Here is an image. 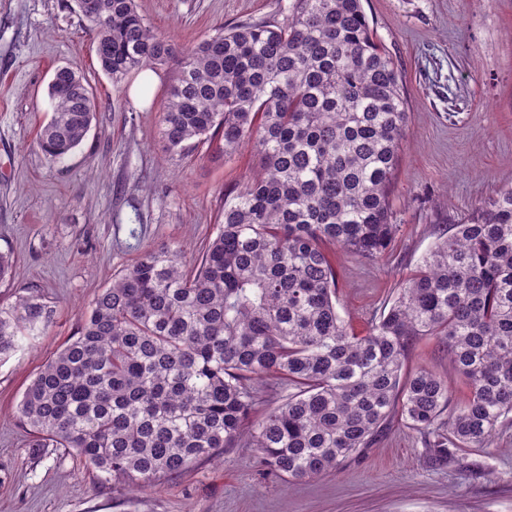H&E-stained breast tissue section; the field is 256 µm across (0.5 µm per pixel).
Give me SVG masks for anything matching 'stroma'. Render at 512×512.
<instances>
[{
    "instance_id": "35a3bbf8",
    "label": "stroma",
    "mask_w": 512,
    "mask_h": 512,
    "mask_svg": "<svg viewBox=\"0 0 512 512\" xmlns=\"http://www.w3.org/2000/svg\"><path fill=\"white\" fill-rule=\"evenodd\" d=\"M290 0H137L159 33L188 48L219 26L282 21ZM374 38L399 66L408 130L390 188L396 237L368 261L336 257V309L365 333L437 237L512 186V0H362ZM94 33L67 0H0V251L14 258L0 305L37 293L51 323L0 361V512H512V425L491 447L431 461L420 434L391 421L336 471L305 480L263 475L248 442L148 490L100 484L71 454L28 447L14 413L29 380L75 336L81 316L141 252L181 244L194 260L213 238L224 195L260 166L245 149L166 151L161 112L176 76L158 68L148 103L113 84ZM78 69L98 109L64 162L35 139L52 107L56 67ZM408 370L465 390L436 338L412 345Z\"/></svg>"
}]
</instances>
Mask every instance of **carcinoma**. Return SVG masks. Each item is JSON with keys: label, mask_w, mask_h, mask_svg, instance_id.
<instances>
[{"label": "carcinoma", "mask_w": 512, "mask_h": 512, "mask_svg": "<svg viewBox=\"0 0 512 512\" xmlns=\"http://www.w3.org/2000/svg\"><path fill=\"white\" fill-rule=\"evenodd\" d=\"M114 83L175 62L161 113L168 151L249 145L260 170L224 197L216 235L188 265L178 245L143 251L94 299L78 335L17 407L30 448H62L112 485L151 487L247 440L262 471L304 479L370 447L396 416L432 459L489 448L512 423V187L449 226L365 335L336 310L339 245L367 260L393 239L389 190L406 135L402 73L361 0H291L275 25L249 22L190 49L157 34L136 0H72ZM38 146L61 161L96 102L72 67L49 84ZM29 294L0 307V358L46 327ZM443 341L468 394L406 356ZM288 396L254 427L258 383Z\"/></svg>", "instance_id": "1"}]
</instances>
